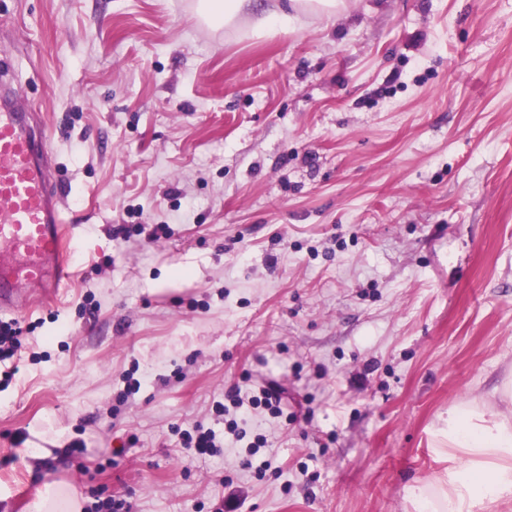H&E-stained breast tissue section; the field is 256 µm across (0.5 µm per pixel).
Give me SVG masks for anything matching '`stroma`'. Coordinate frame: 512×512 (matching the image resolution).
Segmentation results:
<instances>
[{"label": "stroma", "instance_id": "obj_1", "mask_svg": "<svg viewBox=\"0 0 512 512\" xmlns=\"http://www.w3.org/2000/svg\"><path fill=\"white\" fill-rule=\"evenodd\" d=\"M0 0V56L81 227L56 304L19 316L0 512L45 483L127 512H407L451 406L512 380V0H347L260 35L254 0ZM251 374L247 441L177 428ZM141 381L128 392L129 378ZM83 440L78 474L69 454ZM252 0H202L199 17L208 24L230 23L237 15L251 8ZM195 436L190 432L182 434L183 447L191 451L196 456H211L221 448V440L216 431L211 427L205 428L199 423L194 428Z\"/></svg>", "mask_w": 512, "mask_h": 512}]
</instances>
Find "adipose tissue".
I'll return each mask as SVG.
<instances>
[{
    "mask_svg": "<svg viewBox=\"0 0 512 512\" xmlns=\"http://www.w3.org/2000/svg\"><path fill=\"white\" fill-rule=\"evenodd\" d=\"M436 453L449 465L414 490L413 512H485L512 498L511 416L476 403L453 406Z\"/></svg>",
    "mask_w": 512,
    "mask_h": 512,
    "instance_id": "obj_1",
    "label": "adipose tissue"
}]
</instances>
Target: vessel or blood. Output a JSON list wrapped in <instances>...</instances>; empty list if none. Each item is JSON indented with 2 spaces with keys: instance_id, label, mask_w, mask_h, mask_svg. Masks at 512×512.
Segmentation results:
<instances>
[{
  "instance_id": "vessel-or-blood-1",
  "label": "vessel or blood",
  "mask_w": 512,
  "mask_h": 512,
  "mask_svg": "<svg viewBox=\"0 0 512 512\" xmlns=\"http://www.w3.org/2000/svg\"><path fill=\"white\" fill-rule=\"evenodd\" d=\"M67 192L54 179L46 127L19 111L0 86V312L53 301L80 231L66 219Z\"/></svg>"
}]
</instances>
